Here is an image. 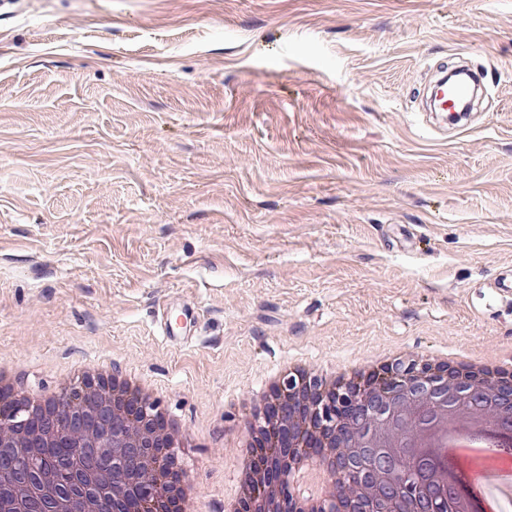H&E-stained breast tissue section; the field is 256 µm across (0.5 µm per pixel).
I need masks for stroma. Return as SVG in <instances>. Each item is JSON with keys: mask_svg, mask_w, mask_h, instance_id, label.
Listing matches in <instances>:
<instances>
[{"mask_svg": "<svg viewBox=\"0 0 512 512\" xmlns=\"http://www.w3.org/2000/svg\"><path fill=\"white\" fill-rule=\"evenodd\" d=\"M467 61L487 90L435 132L419 102ZM512 0H5L0 366L32 390L137 368L207 444L291 358L512 343ZM192 307L195 341L157 330Z\"/></svg>", "mask_w": 512, "mask_h": 512, "instance_id": "obj_1", "label": "stroma"}]
</instances>
